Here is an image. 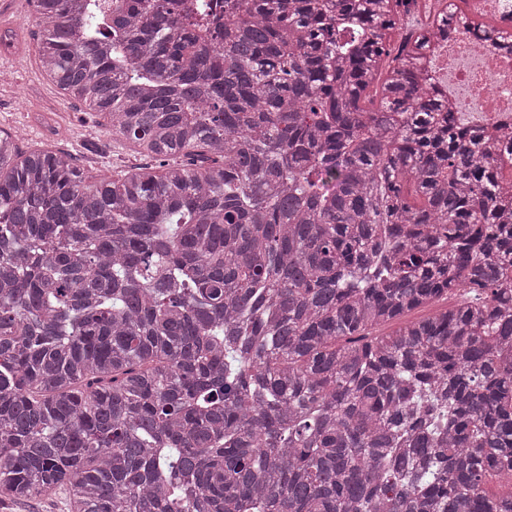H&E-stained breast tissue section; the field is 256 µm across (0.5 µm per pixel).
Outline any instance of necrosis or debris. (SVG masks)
<instances>
[{
    "mask_svg": "<svg viewBox=\"0 0 512 512\" xmlns=\"http://www.w3.org/2000/svg\"><path fill=\"white\" fill-rule=\"evenodd\" d=\"M471 16H493L503 40L461 29L437 36L422 75L447 97L466 126L494 135L512 131V5L507 0H468Z\"/></svg>",
    "mask_w": 512,
    "mask_h": 512,
    "instance_id": "necrosis-or-debris-1",
    "label": "necrosis or debris"
}]
</instances>
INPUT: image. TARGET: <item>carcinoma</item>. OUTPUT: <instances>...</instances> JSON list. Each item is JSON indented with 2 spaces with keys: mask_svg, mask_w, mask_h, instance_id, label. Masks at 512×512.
Returning <instances> with one entry per match:
<instances>
[{
  "mask_svg": "<svg viewBox=\"0 0 512 512\" xmlns=\"http://www.w3.org/2000/svg\"><path fill=\"white\" fill-rule=\"evenodd\" d=\"M28 2L153 164L0 130V499L512 512V193L403 0Z\"/></svg>",
  "mask_w": 512,
  "mask_h": 512,
  "instance_id": "carcinoma-1",
  "label": "carcinoma"
}]
</instances>
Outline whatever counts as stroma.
Returning <instances> with one entry per match:
<instances>
[{
    "instance_id": "obj_1",
    "label": "stroma",
    "mask_w": 512,
    "mask_h": 512,
    "mask_svg": "<svg viewBox=\"0 0 512 512\" xmlns=\"http://www.w3.org/2000/svg\"><path fill=\"white\" fill-rule=\"evenodd\" d=\"M15 0H0V11L12 15V62L0 70V129L26 128L23 151L49 149L72 154L87 179L144 164L131 141L113 136L105 120L63 96L42 73L33 46L34 23L13 13Z\"/></svg>"
}]
</instances>
